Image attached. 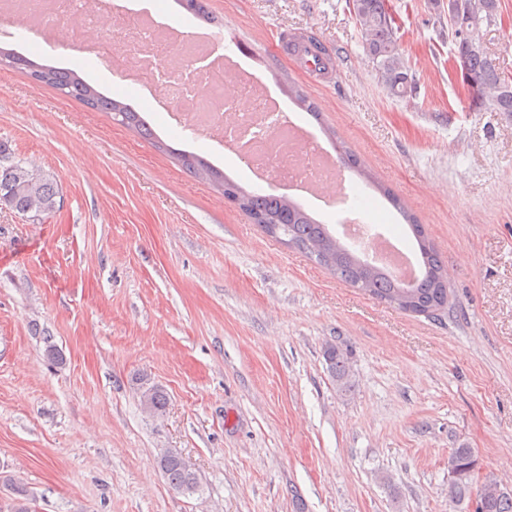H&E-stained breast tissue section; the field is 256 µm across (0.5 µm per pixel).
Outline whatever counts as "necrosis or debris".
Segmentation results:
<instances>
[{"label": "necrosis or debris", "mask_w": 512, "mask_h": 512, "mask_svg": "<svg viewBox=\"0 0 512 512\" xmlns=\"http://www.w3.org/2000/svg\"><path fill=\"white\" fill-rule=\"evenodd\" d=\"M107 0H0V19L75 53L95 56L113 74L138 83L155 105L194 119L197 139L238 149L252 145L250 167L269 182L332 197L345 189L335 165L324 161L321 143L308 133L283 138L289 120L267 87L237 64L217 66L213 52L186 51L163 35V25L145 15L122 14L118 29L99 36ZM249 101L241 109V101Z\"/></svg>", "instance_id": "4bbe7bcc"}]
</instances>
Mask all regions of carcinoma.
<instances>
[{"label":"carcinoma","instance_id":"1","mask_svg":"<svg viewBox=\"0 0 512 512\" xmlns=\"http://www.w3.org/2000/svg\"><path fill=\"white\" fill-rule=\"evenodd\" d=\"M187 12L207 24L217 18L208 11L205 0H177ZM465 15L475 26H490L500 9V0H464ZM355 19L365 35L366 49L376 66L381 84L387 93L403 99L412 92L408 70L403 62L399 37L394 26L387 23L390 0H355ZM448 41L453 43L473 99L491 112L512 114V76L505 74L484 43L476 45L454 41L453 28H448ZM17 69L28 76L39 75L40 84L51 87L64 97L73 98L91 109L111 114L124 127L134 129L147 138L156 135L146 120L128 104L103 95L77 72L42 64L13 49L0 47V65ZM156 147L175 156L181 167L196 178L210 183L220 194L238 201L239 210L270 237L284 238L288 245L301 251L345 283L364 294L393 303L410 313L437 318L448 308V279L443 262L424 228L402 205L401 198L390 189L379 186L392 205L400 211L417 241L421 255L418 279L410 286L399 284L391 272L362 262L358 253L342 244L330 232L328 225L315 219L301 205L276 194L249 191L224 175V172L203 157L173 149L162 142ZM57 180L20 159H15L9 144L0 140V204L40 224L44 217L60 205ZM336 389L347 393L355 385L348 352L330 345L324 352ZM143 410L152 416L166 412L168 394L161 386L140 377L138 382ZM157 465L170 487L182 494H194L199 488L195 464L181 452L164 448L157 455ZM448 492L451 498L465 504L470 512L473 500H478L477 512H512V490L500 489V481L491 473L478 476V459L472 448L452 450L448 461ZM14 491L13 512H31L26 490L6 479Z\"/></svg>","mask_w":512,"mask_h":512}]
</instances>
